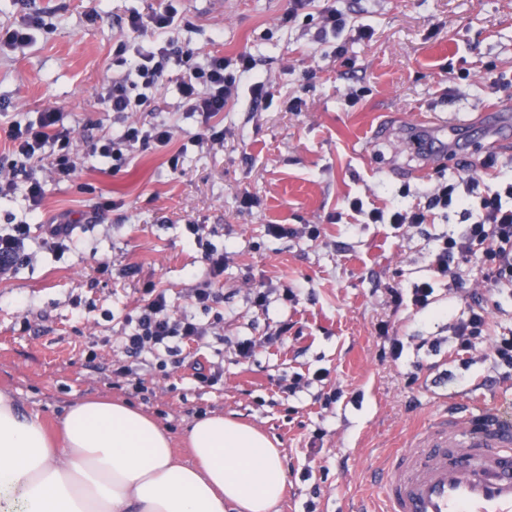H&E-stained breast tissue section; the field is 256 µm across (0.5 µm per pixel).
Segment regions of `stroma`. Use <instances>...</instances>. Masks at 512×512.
I'll return each instance as SVG.
<instances>
[{"label": "stroma", "mask_w": 512, "mask_h": 512, "mask_svg": "<svg viewBox=\"0 0 512 512\" xmlns=\"http://www.w3.org/2000/svg\"><path fill=\"white\" fill-rule=\"evenodd\" d=\"M159 0H0V28L38 16L33 41L0 55V163L10 159L5 130L48 104L62 109L61 127L75 136L78 171L47 182L37 211L24 187L0 199V229L76 222L67 248L31 235L12 272L0 278V390L40 416L57 435L60 416L75 402L119 399L154 418L185 455L187 426L202 414L235 415L276 441L287 483L277 512H381L373 477L390 453L409 447L437 415L461 404L489 409L512 400V374L494 366L491 343H478L471 365L456 356L450 326L469 302L465 288L435 284L425 311L395 306L396 286L431 278L438 235L459 231V210L429 212L417 228L371 223L368 213L424 204L439 182L480 173L497 189L512 181V140L489 136L484 150L465 158L440 152L428 177H411L419 164L398 138L414 115L449 121L481 120L492 102L512 104V0H339L352 24L335 41L316 43L318 7L282 24L289 0H178L172 36L196 58L251 54L255 78L275 94L255 106L242 80L223 113L224 146H198L201 128L180 106L170 65L140 118L175 128L164 148L146 145L121 171L108 158H91L88 145L118 132L125 114L102 111L103 82L128 69L116 51L122 21ZM372 36L358 38L356 26ZM500 79L496 96L486 73ZM303 96L301 111L289 100ZM179 158V172L168 160ZM255 195L252 209L242 192ZM360 200L362 212L350 209ZM208 225L211 242L227 254L215 283L224 315L205 344L185 342L187 361L160 367L157 355L126 357L124 318L142 290L166 289L174 311L207 320L191 295L207 276L188 227ZM282 224L288 235H267ZM319 225L310 237L307 225ZM265 286L266 305L253 289ZM297 291L285 299L284 287ZM289 325L276 342L266 337ZM399 337V360L382 354L381 328ZM256 346L236 354L239 341ZM129 361L146 386L133 394L112 374ZM220 366L211 387L193 379L192 362ZM328 371L327 380L315 377ZM337 402L326 404L329 393Z\"/></svg>", "instance_id": "1"}]
</instances>
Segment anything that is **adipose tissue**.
Returning a JSON list of instances; mask_svg holds the SVG:
<instances>
[{"instance_id":"adipose-tissue-1","label":"adipose tissue","mask_w":512,"mask_h":512,"mask_svg":"<svg viewBox=\"0 0 512 512\" xmlns=\"http://www.w3.org/2000/svg\"><path fill=\"white\" fill-rule=\"evenodd\" d=\"M60 429L0 390V512H275L286 485L282 450L231 417L191 422L187 461L127 402L74 403Z\"/></svg>"}]
</instances>
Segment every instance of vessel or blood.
I'll use <instances>...</instances> for the list:
<instances>
[{"mask_svg":"<svg viewBox=\"0 0 512 512\" xmlns=\"http://www.w3.org/2000/svg\"><path fill=\"white\" fill-rule=\"evenodd\" d=\"M512 106L495 103L478 133L511 128ZM419 154L442 147L444 122L417 115ZM385 512H512V409L448 412L377 472Z\"/></svg>","mask_w":512,"mask_h":512,"instance_id":"obj_1","label":"vessel or blood"}]
</instances>
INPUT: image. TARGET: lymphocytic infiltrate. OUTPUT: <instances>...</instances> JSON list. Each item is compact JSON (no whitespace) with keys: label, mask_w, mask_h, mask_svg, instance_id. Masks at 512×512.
Segmentation results:
<instances>
[{"label":"lymphocytic infiltrate","mask_w":512,"mask_h":512,"mask_svg":"<svg viewBox=\"0 0 512 512\" xmlns=\"http://www.w3.org/2000/svg\"><path fill=\"white\" fill-rule=\"evenodd\" d=\"M179 19L173 4L142 14L131 13L125 22L129 33H152L155 48L144 50L131 41L120 42V53L129 55L130 68L126 76L112 79L102 86L98 102L103 111L129 113L132 116L118 133H106L92 141V154L111 159L113 171H120L141 145L154 143L168 146L174 128L165 121L142 122L137 112L147 107L150 91L162 83L172 58L182 57L183 49L174 45L169 34ZM253 69V60L246 54L230 59L213 55L190 66L181 76L178 92L182 106L195 116L203 129L199 144L214 149L224 144L221 112L237 97L239 82ZM59 107H44L36 120L9 124L6 138L13 161L8 169L0 168V197L11 195L16 188L18 172H25L31 209H40L44 181L68 180L77 165L73 154L71 131L59 125ZM480 178L469 174L453 182L438 185L426 195L424 207L384 213L372 211L373 223L389 222L395 226H421L427 214L437 208L476 199L477 217L459 233L442 236L431 261L434 280L411 284L407 292H395L396 302L407 301L416 309H426L434 300L435 279L447 280L449 287H462L465 275H472L478 289L470 295L465 317L453 325V334L460 350H469L476 341L492 337V358L495 364L512 368V328L495 334L491 331L492 313L484 298L488 292L512 288V181L500 190L480 191ZM134 328L122 338L123 350L134 356L150 349L174 355V341L202 342L218 330L224 320L216 315L213 321L202 323L195 317L170 312L165 292L155 286L143 290V302L130 317Z\"/></svg>","instance_id":"f902f5d3"}]
</instances>
